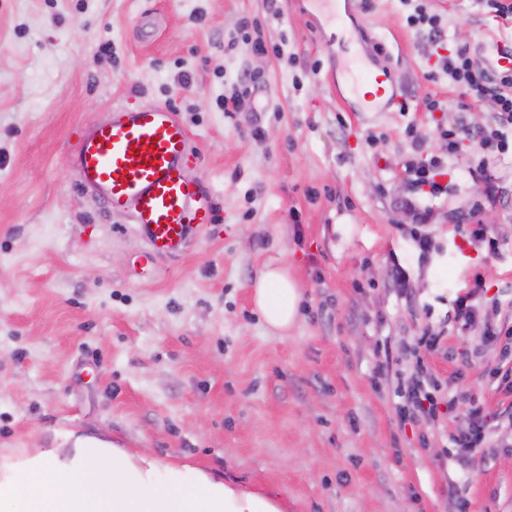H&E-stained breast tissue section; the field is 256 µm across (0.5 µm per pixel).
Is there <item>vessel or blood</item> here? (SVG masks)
Segmentation results:
<instances>
[{
    "label": "vessel or blood",
    "mask_w": 512,
    "mask_h": 512,
    "mask_svg": "<svg viewBox=\"0 0 512 512\" xmlns=\"http://www.w3.org/2000/svg\"><path fill=\"white\" fill-rule=\"evenodd\" d=\"M351 81L361 91L359 111L386 112L400 103L387 93L389 69L359 65ZM192 151L187 127L169 107H120L83 134L74 162L86 185L112 209L128 213L150 259L183 252L214 221L210 188L185 174Z\"/></svg>",
    "instance_id": "vessel-or-blood-1"
}]
</instances>
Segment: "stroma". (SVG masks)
I'll return each instance as SVG.
<instances>
[{
  "label": "stroma",
  "instance_id": "obj_1",
  "mask_svg": "<svg viewBox=\"0 0 512 512\" xmlns=\"http://www.w3.org/2000/svg\"><path fill=\"white\" fill-rule=\"evenodd\" d=\"M424 2L443 18L441 47L406 26L401 0H348V47L329 51L333 29L309 0H0V470L76 433L275 512H512L511 426L464 466L450 441L463 408L435 423L398 413L406 348L427 325L447 332L422 357L449 390L495 416L512 403L490 375L499 345L472 361L452 307L478 273L485 320L512 303V157L493 165L503 202L478 214L495 222L496 251L466 233L485 190L470 142L448 160L451 194L419 200L433 213L428 256L395 206L411 134L436 155L439 125L493 121L428 71L461 46L492 66L512 24L486 0ZM247 17L282 55L242 46ZM354 57L391 69L407 111H356L336 84ZM244 70L262 88L224 112ZM428 97L444 111H426ZM153 104L188 128L185 173L210 187L216 218L144 267L134 224L82 188L69 157L112 108ZM268 265L299 291L284 334L252 298Z\"/></svg>",
  "mask_w": 512,
  "mask_h": 512
}]
</instances>
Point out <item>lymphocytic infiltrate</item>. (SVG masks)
<instances>
[{"label":"lymphocytic infiltrate","instance_id":"obj_1","mask_svg":"<svg viewBox=\"0 0 512 512\" xmlns=\"http://www.w3.org/2000/svg\"><path fill=\"white\" fill-rule=\"evenodd\" d=\"M440 69L450 82L463 85L476 102L493 103L496 109V124L494 127L472 128L459 122L452 127H442L438 136L445 143L444 156H434L410 164L407 168L410 193L398 200L400 209L411 214L415 224L421 226V233L416 234L415 242L421 255H428L433 247V240L425 228L432 214L429 210L420 208L416 197L428 194L439 197L447 194L448 187L440 180L444 168L445 157L453 156L461 141L467 140L480 152H495L505 154L512 149V54L507 55L506 63L497 69H487L474 64L467 48H457L454 54L443 57ZM477 291H469L457 296L454 301V320L462 329H481L484 340L492 341L505 339L502 363L493 375L499 381L503 390L512 394V323L503 324L501 328L480 327L479 307L476 303ZM415 370L420 381L416 383L412 399V416L424 417L430 420L438 419L441 410H454L458 404H465L467 428L454 442L457 446L468 449L484 447L489 442L494 426L490 414L486 413L481 402L475 397L464 393L448 395L441 387L425 390L422 383L427 369L423 361H416Z\"/></svg>","mask_w":512,"mask_h":512}]
</instances>
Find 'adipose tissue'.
<instances>
[{
    "mask_svg": "<svg viewBox=\"0 0 512 512\" xmlns=\"http://www.w3.org/2000/svg\"><path fill=\"white\" fill-rule=\"evenodd\" d=\"M266 324L285 330L297 317L298 291L287 272L265 267L253 284ZM259 512L255 495L235 492L203 472L174 470L167 484L131 456L106 448L42 450L0 479V512Z\"/></svg>",
    "mask_w": 512,
    "mask_h": 512,
    "instance_id": "1",
    "label": "adipose tissue"
}]
</instances>
